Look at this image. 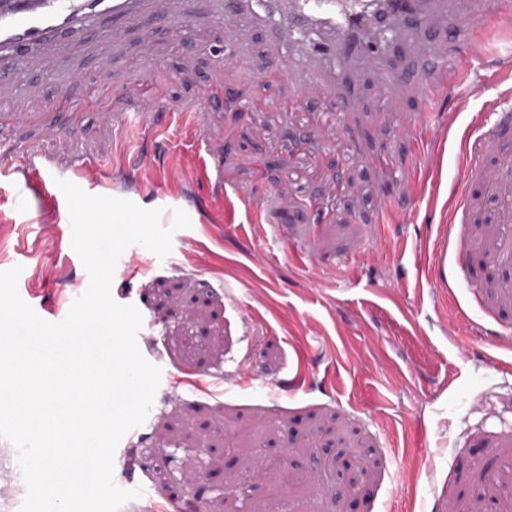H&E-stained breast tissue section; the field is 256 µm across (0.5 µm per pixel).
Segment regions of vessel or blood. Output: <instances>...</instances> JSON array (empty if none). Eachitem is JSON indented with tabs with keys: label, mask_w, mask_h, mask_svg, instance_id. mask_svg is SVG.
<instances>
[{
	"label": "vessel or blood",
	"mask_w": 512,
	"mask_h": 512,
	"mask_svg": "<svg viewBox=\"0 0 512 512\" xmlns=\"http://www.w3.org/2000/svg\"><path fill=\"white\" fill-rule=\"evenodd\" d=\"M246 0H200L216 21L234 20ZM271 15L257 18L280 52V66L269 76L281 88L284 111L329 112L345 117L361 109L357 89L363 71H376L382 91L392 106L403 109L407 100L419 107L404 133L417 132L431 118L441 93L432 75L449 71L453 86L466 85L475 63L489 56L494 43L504 55L505 22H512V0H272ZM173 0H0V86H18L22 80L13 62L18 54H39L44 47L69 39L81 42L87 33L101 30L116 38L131 19L152 28L174 24ZM460 44L461 51L442 56L437 38ZM418 59L422 74L411 77L404 57ZM248 62V46L239 38L226 43L219 66ZM136 115L146 135L156 128L161 109L158 92L138 90ZM21 205L48 192L47 182L34 162L13 168Z\"/></svg>",
	"instance_id": "b4317fda"
}]
</instances>
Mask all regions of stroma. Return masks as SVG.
Masks as SVG:
<instances>
[{"mask_svg": "<svg viewBox=\"0 0 512 512\" xmlns=\"http://www.w3.org/2000/svg\"><path fill=\"white\" fill-rule=\"evenodd\" d=\"M236 27L249 35L250 64L219 74L226 28L199 20L183 43L173 29L131 26L117 92L93 102L86 90L112 65L109 42L22 63L30 91L9 130L15 145L47 150L53 125L60 166L91 159L139 184L141 207L163 197L195 208L166 258L133 245L114 272L112 295L140 311V351L161 370L140 432L115 451V483L141 491L120 512L175 499L203 512H512V221L493 201L499 184L512 185V129L492 111L499 64L474 69L480 91L428 126L422 159L401 132L405 113L366 72L360 160L346 134L279 110L265 76L275 48L250 16ZM147 54L153 64L141 65ZM61 58L81 69L82 84L46 87L44 71ZM215 84L251 111L185 124L181 108ZM143 85L168 107L148 143L116 125ZM52 94L85 107L52 106ZM476 140L498 184L463 166ZM142 144L156 157L146 175L127 166ZM377 153L419 179L381 181L366 162ZM9 172L0 164V270L21 266L18 283L31 287L25 301L41 318L68 312L89 283L69 213L47 197L21 210ZM224 176L231 190H214ZM386 192L397 210L382 236L374 220ZM179 307L186 316L169 317ZM242 445L287 461V499L271 500L262 478L224 489L226 474L245 469ZM24 496L15 449L0 439V512Z\"/></svg>", "mask_w": 512, "mask_h": 512, "instance_id": "1", "label": "stroma"}]
</instances>
